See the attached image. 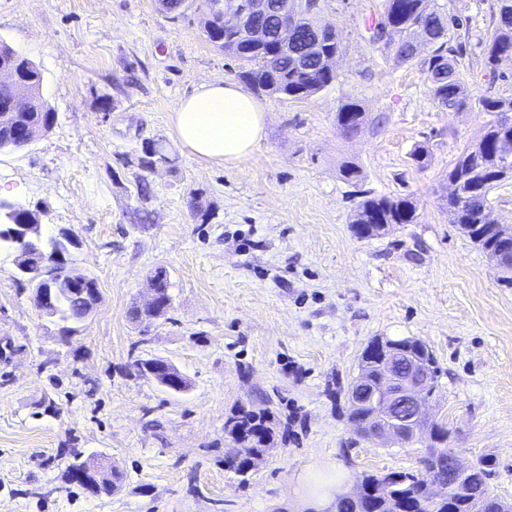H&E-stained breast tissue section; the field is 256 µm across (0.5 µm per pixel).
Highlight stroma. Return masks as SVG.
I'll return each mask as SVG.
<instances>
[{
	"label": "stroma",
	"mask_w": 512,
	"mask_h": 512,
	"mask_svg": "<svg viewBox=\"0 0 512 512\" xmlns=\"http://www.w3.org/2000/svg\"><path fill=\"white\" fill-rule=\"evenodd\" d=\"M342 51L336 78L304 99L258 95L262 140L241 162L198 161L170 115L200 84L239 83L202 16L158 0H0V40L40 68L56 114L29 146L0 152V198L67 233L100 299L69 325L41 310L0 250V512H303L325 479L417 471L416 449L356 437L335 393L378 336L424 341L441 369L434 415L449 447L496 460L489 493L512 503V288L448 217V172L483 112L440 108L417 63L372 42L384 0H321ZM468 26L452 43L474 95L512 98V60L487 76L498 0H434ZM366 120L346 136L339 106ZM169 161L138 164L150 141ZM423 150L424 162L413 158ZM356 165L359 183L346 181ZM407 196L411 224L360 239L361 192ZM172 307L139 321L149 276ZM171 362L189 387L140 376ZM271 413L273 450L247 476L224 463V421ZM117 466L110 491L65 482L73 459Z\"/></svg>",
	"instance_id": "1"
}]
</instances>
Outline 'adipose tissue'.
<instances>
[{"instance_id":"ef3b65f1","label":"adipose tissue","mask_w":512,"mask_h":512,"mask_svg":"<svg viewBox=\"0 0 512 512\" xmlns=\"http://www.w3.org/2000/svg\"><path fill=\"white\" fill-rule=\"evenodd\" d=\"M171 124L177 140L198 160L234 165L261 141L265 113L254 97L219 80L182 98Z\"/></svg>"}]
</instances>
